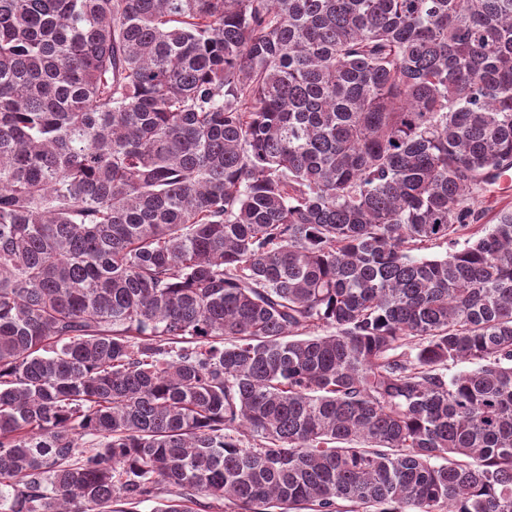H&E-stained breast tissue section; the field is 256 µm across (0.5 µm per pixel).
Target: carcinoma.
<instances>
[{"mask_svg":"<svg viewBox=\"0 0 512 512\" xmlns=\"http://www.w3.org/2000/svg\"><path fill=\"white\" fill-rule=\"evenodd\" d=\"M511 171L512 0H0V512H512ZM508 195V196H507ZM512 208V191L509 193L487 192L478 198L475 208L479 211L481 218L477 223L482 226H475L473 230H481L497 223V216L503 209ZM473 231V232H474Z\"/></svg>","mask_w":512,"mask_h":512,"instance_id":"1","label":"carcinoma"}]
</instances>
